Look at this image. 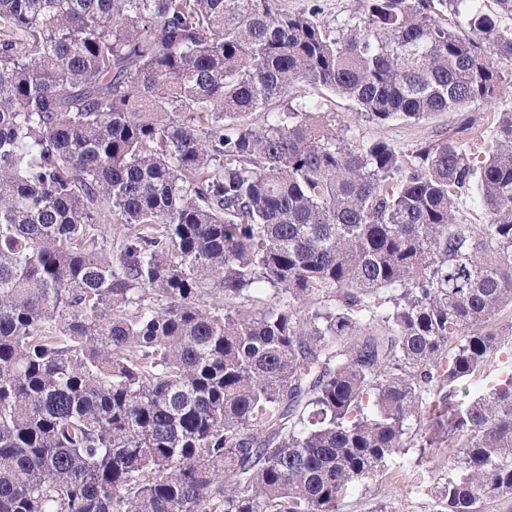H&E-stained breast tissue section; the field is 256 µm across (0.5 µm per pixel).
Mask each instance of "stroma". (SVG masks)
Masks as SVG:
<instances>
[{
	"instance_id": "obj_1",
	"label": "stroma",
	"mask_w": 512,
	"mask_h": 512,
	"mask_svg": "<svg viewBox=\"0 0 512 512\" xmlns=\"http://www.w3.org/2000/svg\"><path fill=\"white\" fill-rule=\"evenodd\" d=\"M290 95L298 101L321 105L323 111L333 117L337 129L346 132L352 145L383 140L406 156L413 155L422 146L449 139L462 143L467 153H479L481 142L492 135L498 113L512 110V83L504 84L500 94L489 101L419 121L386 124L366 121L358 116L353 102L321 87L300 83ZM447 462V448L422 450L407 444L389 461L386 476L364 480L350 490L341 512H378L383 504L397 508L398 512H433L432 498L414 493L413 488L430 484L432 479L444 474Z\"/></svg>"
}]
</instances>
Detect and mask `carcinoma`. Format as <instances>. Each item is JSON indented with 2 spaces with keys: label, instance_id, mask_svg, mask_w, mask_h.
Listing matches in <instances>:
<instances>
[{
  "label": "carcinoma",
  "instance_id": "obj_1",
  "mask_svg": "<svg viewBox=\"0 0 512 512\" xmlns=\"http://www.w3.org/2000/svg\"><path fill=\"white\" fill-rule=\"evenodd\" d=\"M365 3L0 0V512H340L410 420L434 512L512 495V369L455 400L512 355V112L475 164L288 103L491 100L512 0ZM318 3L322 8L320 18L332 24L360 15L364 9V0H319ZM501 359H505L504 354L497 359H493L490 363V366L486 368L484 373H479L475 377H473L468 383H466V389L462 387L461 394L459 393V398L463 397L462 395L468 394L466 399H470L474 396L478 391L484 389L487 385V381L497 374L498 368L501 366ZM488 375V379L485 380V377Z\"/></svg>",
  "mask_w": 512,
  "mask_h": 512
}]
</instances>
